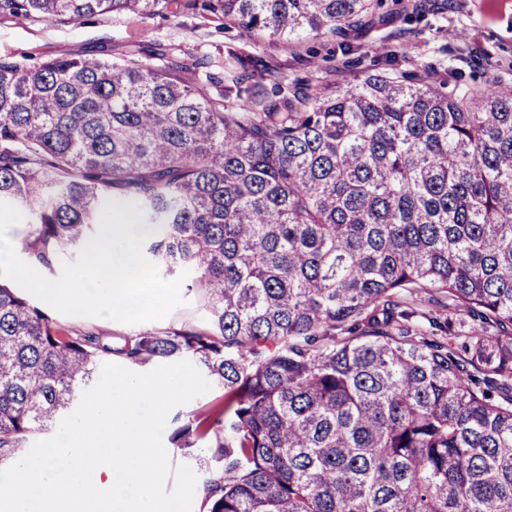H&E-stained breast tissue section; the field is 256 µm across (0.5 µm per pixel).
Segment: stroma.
<instances>
[{
	"mask_svg": "<svg viewBox=\"0 0 512 512\" xmlns=\"http://www.w3.org/2000/svg\"><path fill=\"white\" fill-rule=\"evenodd\" d=\"M424 9L407 21L394 0L360 29L316 40L317 54L288 49L277 37L251 39L192 13H160L141 18L114 14L92 16L66 25L47 26L22 18L0 19V59L35 64L50 57L83 54L106 59L142 55L149 44L166 49L170 61L191 64L210 59L220 71L227 44H241L277 62L288 77L311 83L355 80L373 60L395 54L406 73L426 70L437 78L462 75L473 86L489 77L512 84V0H419ZM224 405L219 388L173 408L164 438L187 420L205 417Z\"/></svg>",
	"mask_w": 512,
	"mask_h": 512,
	"instance_id": "stroma-1",
	"label": "stroma"
}]
</instances>
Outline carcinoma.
<instances>
[{"label":"carcinoma","mask_w":512,"mask_h":512,"mask_svg":"<svg viewBox=\"0 0 512 512\" xmlns=\"http://www.w3.org/2000/svg\"><path fill=\"white\" fill-rule=\"evenodd\" d=\"M375 9L0 0L51 25L191 12L295 47ZM165 57L0 62V202L22 214L28 264L51 269L107 202L135 203L144 256L209 313L113 338L0 280V465L104 363L184 359L226 398L172 434L203 449L201 512H512V88L412 83L391 59L313 84L228 44L212 95ZM430 290L446 319L409 302Z\"/></svg>","instance_id":"obj_1"}]
</instances>
